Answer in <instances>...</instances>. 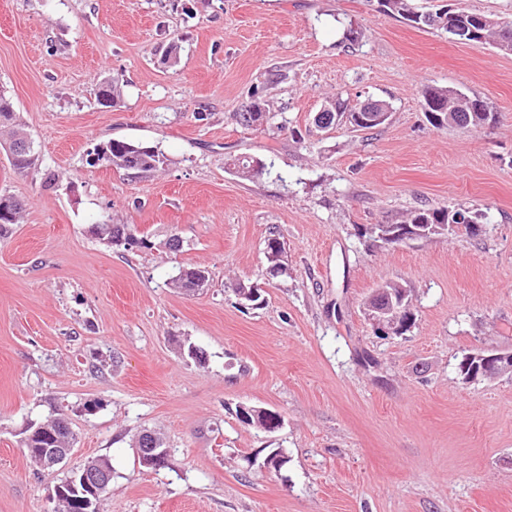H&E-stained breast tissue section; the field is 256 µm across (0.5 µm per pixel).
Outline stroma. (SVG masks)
<instances>
[{
	"instance_id": "1",
	"label": "stroma",
	"mask_w": 512,
	"mask_h": 512,
	"mask_svg": "<svg viewBox=\"0 0 512 512\" xmlns=\"http://www.w3.org/2000/svg\"><path fill=\"white\" fill-rule=\"evenodd\" d=\"M428 87L485 100L495 122L432 127ZM0 90L38 157L16 171L0 130V194L25 204L0 238V512H54V485L97 457L114 467L98 512H512V377L466 386L456 369L512 351V54L377 0H0ZM338 97L390 115L318 128ZM256 103L267 121L241 125ZM113 139L162 162L91 164ZM240 156L265 173L241 176ZM443 206L478 232H371ZM95 224L151 245L106 244ZM182 268L206 288H175ZM386 282L411 298L401 335L365 313ZM241 406L282 425H245ZM57 412L75 441L47 473L21 441ZM145 429L170 467L140 465Z\"/></svg>"
}]
</instances>
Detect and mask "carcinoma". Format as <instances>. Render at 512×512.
<instances>
[{"mask_svg":"<svg viewBox=\"0 0 512 512\" xmlns=\"http://www.w3.org/2000/svg\"><path fill=\"white\" fill-rule=\"evenodd\" d=\"M381 11L390 14H397L417 27H430L447 32L452 38L463 44L483 43L489 39L498 44L502 41L505 32L512 33V26H501L497 29H485L478 25L482 14L453 10L451 12L434 13L422 12L415 7L413 0H378ZM461 108L457 115L460 120L467 123L471 128L484 125L487 117L492 115V109L487 102L474 98L471 99L462 94L458 95ZM337 105L348 114V123L362 129L376 127L374 123H360L359 116H365L367 110L361 104L348 106L342 101ZM7 127L10 130V139L25 138L27 133L15 112L13 102L5 92L0 91V127ZM106 152L108 155H99L97 161L111 164L113 166L146 173L155 170L160 163L158 152L149 146L133 144L125 141L112 140L107 143ZM232 165L245 177H255L263 174L264 165L251 158H237ZM5 210L12 215V219L0 223V238L9 235L12 228L18 223L20 213L23 211V204L12 196L0 195V211ZM461 216L467 224L477 223V216L470 212L441 208L419 209L407 215L400 224H393L391 228L404 230L408 227H418L422 224H448L454 221L455 216ZM96 235L104 242L112 245H122L126 248L148 247L149 241L143 236H138L127 224H99ZM285 253L284 242L274 237L267 240V260L272 265L283 263L282 257ZM176 287L183 291H191L196 287L207 286L208 276L201 269L188 268L179 270L173 277ZM72 440V432L68 422L62 415H57L37 426L31 425L25 430L22 439L24 454L37 461L40 466H45L47 449L65 448Z\"/></svg>","mask_w":512,"mask_h":512,"instance_id":"cac0c4a2","label":"carcinoma"}]
</instances>
